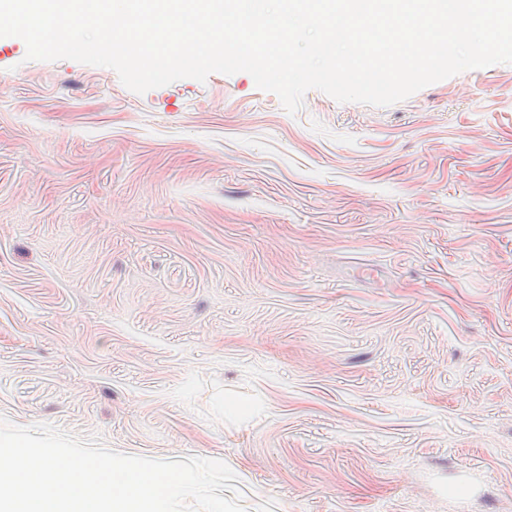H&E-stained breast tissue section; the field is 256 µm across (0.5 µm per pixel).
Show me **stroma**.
I'll list each match as a JSON object with an SVG mask.
<instances>
[{
  "mask_svg": "<svg viewBox=\"0 0 512 512\" xmlns=\"http://www.w3.org/2000/svg\"><path fill=\"white\" fill-rule=\"evenodd\" d=\"M0 37V416L225 461L245 512H512V65L388 107L137 94Z\"/></svg>",
  "mask_w": 512,
  "mask_h": 512,
  "instance_id": "obj_1",
  "label": "stroma"
}]
</instances>
